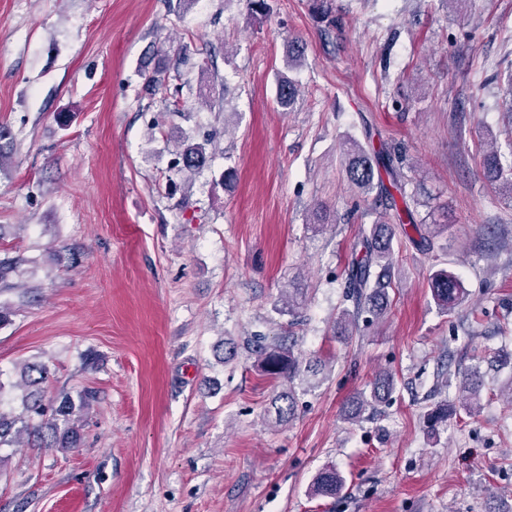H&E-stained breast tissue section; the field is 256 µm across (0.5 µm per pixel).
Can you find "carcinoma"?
<instances>
[{
  "label": "carcinoma",
  "mask_w": 512,
  "mask_h": 512,
  "mask_svg": "<svg viewBox=\"0 0 512 512\" xmlns=\"http://www.w3.org/2000/svg\"><path fill=\"white\" fill-rule=\"evenodd\" d=\"M312 13L330 24L336 23L331 0H310ZM304 58V47L297 40L288 45L285 70L280 72L277 85L276 103L284 110H290L299 96L297 80L290 76L301 66ZM14 137L7 127L0 125V169L10 156ZM207 159V144L182 143L179 145L178 165L185 171H196ZM342 159L347 180L358 191L368 193L374 189V180L380 157L371 154L360 141L348 138L342 143ZM485 170L489 178L501 180L512 192V165L504 167L497 152L492 151L485 158ZM392 178L391 187L379 184L380 194L388 200L387 212L382 220L369 228L359 229L360 250L348 264V272L344 285L343 301L351 303V307L342 309L336 320L339 337L349 339L350 327L362 313H369L376 321L386 316L388 306V288L392 284L393 240L400 234L422 248L434 246V240L444 229L442 224H419L413 210L404 206L403 213L396 212L397 205L390 188L400 189L399 176L394 170H387ZM17 273V261L10 257L0 259V285L11 287L10 280ZM429 287L432 297L443 312L455 310L464 299V289L460 280L448 270L442 268L430 276ZM306 301L304 289L290 288L281 293L273 304L272 310L279 315L298 314ZM294 337L279 336L268 340L264 336H255L244 344L245 351L254 357V363L262 376L279 381L286 389L277 393L271 401L278 421L284 422L295 415L294 381L303 373L318 375L321 361L315 360L303 364V358L294 351ZM19 386L25 389L22 395V411L4 409L0 403V447L13 446L20 443L22 436L33 437L39 441L40 448H76L82 434L79 426L73 422L75 411L90 409L96 396L84 391L73 399L64 394L57 400V405L48 408L44 403L43 384L48 381L47 368L30 364L22 367ZM480 375L478 372L463 377L459 384V404H442L428 417L431 430L448 420V415L462 408L467 413L475 410L479 393ZM394 379L388 373L377 376L369 384V391L353 394L343 406L344 419L357 422L362 415L375 409L377 403L390 396L393 391ZM344 478L334 467L321 469L314 478L311 494L322 498H334L341 490Z\"/></svg>",
  "instance_id": "obj_1"
}]
</instances>
